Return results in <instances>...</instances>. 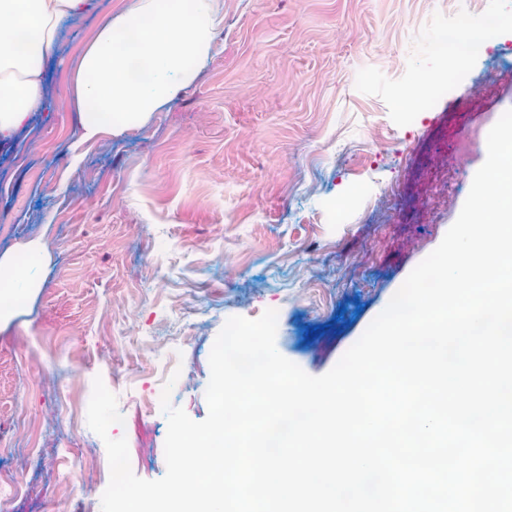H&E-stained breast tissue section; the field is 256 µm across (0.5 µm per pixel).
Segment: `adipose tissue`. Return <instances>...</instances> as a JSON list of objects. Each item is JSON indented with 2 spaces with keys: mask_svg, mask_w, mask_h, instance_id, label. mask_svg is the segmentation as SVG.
Returning <instances> with one entry per match:
<instances>
[{
  "mask_svg": "<svg viewBox=\"0 0 512 512\" xmlns=\"http://www.w3.org/2000/svg\"><path fill=\"white\" fill-rule=\"evenodd\" d=\"M91 0H0V139L46 106L45 62L63 23ZM219 0H129L83 50L71 101L83 139L146 123L196 77L212 46Z\"/></svg>",
  "mask_w": 512,
  "mask_h": 512,
  "instance_id": "1",
  "label": "adipose tissue"
}]
</instances>
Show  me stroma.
<instances>
[{"label":"stroma","instance_id":"stroma-1","mask_svg":"<svg viewBox=\"0 0 512 512\" xmlns=\"http://www.w3.org/2000/svg\"><path fill=\"white\" fill-rule=\"evenodd\" d=\"M93 4L59 32L47 112L0 143V255L36 283L0 323V471L25 485L0 491V512H101L110 468L87 423L98 377L133 473L162 478L163 386L176 377L171 406L207 417L230 317L276 310L277 351L328 372L441 243L512 110V0H220L196 80L144 125L83 141L59 77L126 0ZM461 13L501 24L459 73L439 33ZM438 72L429 108L404 109ZM472 114L473 168L441 166L438 139ZM308 322L323 334L307 339Z\"/></svg>","mask_w":512,"mask_h":512}]
</instances>
